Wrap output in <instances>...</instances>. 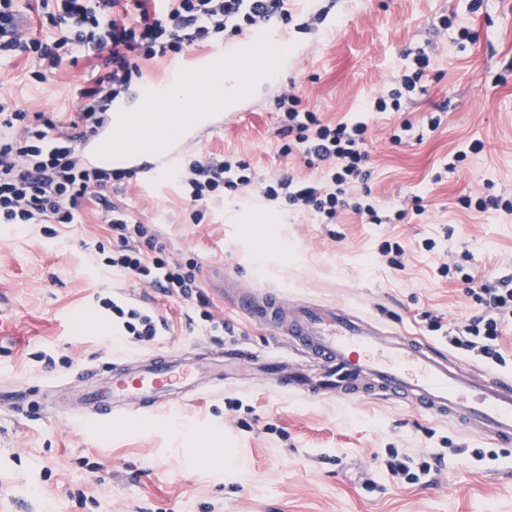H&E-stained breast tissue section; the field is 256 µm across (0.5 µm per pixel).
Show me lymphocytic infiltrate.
Listing matches in <instances>:
<instances>
[{"label":"lymphocytic infiltrate","instance_id":"1","mask_svg":"<svg viewBox=\"0 0 512 512\" xmlns=\"http://www.w3.org/2000/svg\"><path fill=\"white\" fill-rule=\"evenodd\" d=\"M27 9L39 13L46 37L32 36L21 23L16 0H0V57L27 55L34 63L28 78L40 84L65 64L89 60L93 69L65 121L54 112L18 107L0 94V224L37 226L53 237L57 225L78 223L84 204L95 205L108 213L107 231L114 243L110 254L95 258L96 267L169 297L196 299L203 308L204 331L222 332L224 321L207 309L197 262L169 256L153 225L125 214L113 202V185L131 179L132 170L87 167L78 150L103 124L117 98L142 78V62L176 60L197 46L216 47L228 37L259 35L288 24V0H32ZM429 69V57L416 55L399 87L376 98L369 111H398L403 94L415 91ZM274 105L287 138L281 154L299 153L307 162L322 163V179L261 180L244 160L196 155L174 176L192 223H201L224 191L254 187L264 199H284L322 224L332 223L347 206L379 223L373 203L346 199L348 187L368 175L367 124L324 121L302 108L300 97L290 90L281 91ZM476 299L485 308L483 315L456 326L448 343L503 363L500 340L512 324V288L485 284ZM101 304L115 316L117 331L128 343H149L170 330L165 320L131 301L105 297Z\"/></svg>","mask_w":512,"mask_h":512}]
</instances>
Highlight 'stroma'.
<instances>
[{
  "instance_id": "1",
  "label": "stroma",
  "mask_w": 512,
  "mask_h": 512,
  "mask_svg": "<svg viewBox=\"0 0 512 512\" xmlns=\"http://www.w3.org/2000/svg\"><path fill=\"white\" fill-rule=\"evenodd\" d=\"M279 28L292 47L288 67L244 93L241 117L218 133L200 130L197 149L248 161L263 177L292 171L318 177L298 156L281 157L274 112L295 84L305 108L341 122L365 115L380 223L352 208L320 224L287 206L225 194L191 224L176 183L161 177L116 191L129 214L155 225L158 241L198 264L210 310L228 322L218 336L200 326L197 302L103 274L93 247L112 249L102 217L84 213L57 238L19 224L0 226V512H512V447L386 397L346 402L277 393L257 370L228 372L220 389L146 417L131 415L102 436L65 418L79 371L113 369L137 346L112 333L99 301L149 302L170 325L148 352L197 350L209 362L226 346L258 356L274 334L233 308L236 290H278L291 301L342 303L387 330L447 351L478 370L512 377V327L504 364L449 347L454 324L481 315L473 289L512 278V215L467 209L463 197L512 195V0H290ZM323 21L312 22L319 10ZM470 29L457 43L442 17ZM432 67L397 112L363 113L388 95L416 54ZM31 62L0 60V88L22 106L71 111L90 75L62 67L49 82L24 80ZM440 117L429 129L430 117ZM413 126L401 142L402 123ZM483 149L452 172L449 154ZM397 243L401 266L380 248ZM459 271L440 277L443 263ZM231 276L218 287L215 269ZM54 366H47L46 358ZM418 458L441 454L432 482L399 485L381 469L387 449ZM377 483L364 487L365 478Z\"/></svg>"
}]
</instances>
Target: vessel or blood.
I'll return each instance as SVG.
<instances>
[{"instance_id": "b4317fda", "label": "vessel or blood", "mask_w": 512, "mask_h": 512, "mask_svg": "<svg viewBox=\"0 0 512 512\" xmlns=\"http://www.w3.org/2000/svg\"><path fill=\"white\" fill-rule=\"evenodd\" d=\"M236 56L250 64L253 76L263 75L256 42L242 41ZM118 133L110 124L86 138L81 144L86 161L99 165L118 155L134 163V150L119 144ZM234 306L270 326L286 345V353L269 358L277 368L280 392L310 398L333 392L349 401L384 395L512 444V378L476 371L414 337L389 335L375 321L342 305L287 308L277 293L267 291L257 297L240 295ZM252 362L251 353L242 348L229 352L212 371L165 355L139 357L78 394L87 408L86 422L108 425L131 413L153 412L177 388L196 395L211 392L225 366Z\"/></svg>"}]
</instances>
